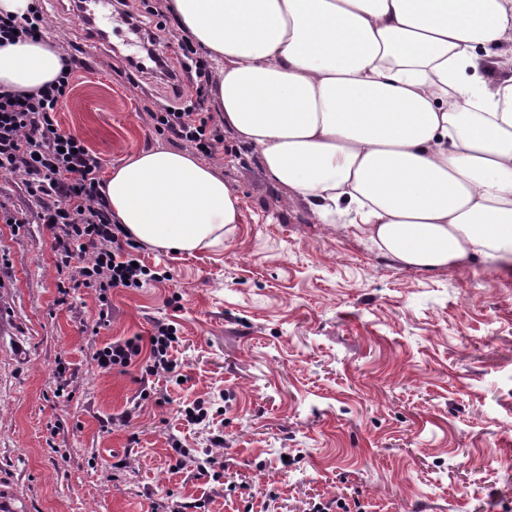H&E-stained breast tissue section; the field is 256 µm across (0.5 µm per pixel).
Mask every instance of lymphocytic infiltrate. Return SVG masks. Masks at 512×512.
I'll list each match as a JSON object with an SVG mask.
<instances>
[{
	"label": "lymphocytic infiltrate",
	"instance_id": "f902f5d3",
	"mask_svg": "<svg viewBox=\"0 0 512 512\" xmlns=\"http://www.w3.org/2000/svg\"><path fill=\"white\" fill-rule=\"evenodd\" d=\"M133 25L146 31L153 71L165 78L175 97H182L185 77L198 92L193 105L150 111L155 129L202 156L214 157L224 147V129L203 97L212 81L208 65L195 57L186 39L161 38L138 15ZM61 60L53 81L27 92L0 91V173L24 186L40 223L52 234L54 250L71 262L83 284L103 291L143 287L159 280L160 274L125 249V231L100 192L101 157L63 131L55 119L77 63L68 54Z\"/></svg>",
	"mask_w": 512,
	"mask_h": 512
}]
</instances>
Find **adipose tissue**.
Wrapping results in <instances>:
<instances>
[{"label":"adipose tissue","instance_id":"1","mask_svg":"<svg viewBox=\"0 0 512 512\" xmlns=\"http://www.w3.org/2000/svg\"><path fill=\"white\" fill-rule=\"evenodd\" d=\"M169 3L214 65L225 126L322 223L409 267L512 264V0ZM493 55L506 75L487 80ZM61 67L48 40L0 47V88ZM100 191L130 237L165 250L222 246L242 220L188 151H137Z\"/></svg>","mask_w":512,"mask_h":512}]
</instances>
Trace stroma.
Wrapping results in <instances>:
<instances>
[{"label": "stroma", "instance_id": "obj_1", "mask_svg": "<svg viewBox=\"0 0 512 512\" xmlns=\"http://www.w3.org/2000/svg\"><path fill=\"white\" fill-rule=\"evenodd\" d=\"M35 2L83 61L61 128L106 173L167 146L147 110L173 94L130 75L126 25L91 40L73 0ZM207 164L240 197L236 234L193 255L144 246L164 280L103 297L58 277L0 175V486L23 512H512V268L381 256L232 132ZM159 321L177 329L172 373L147 375L145 351L97 365ZM138 341V339L112 341L95 353L94 360L103 369L126 368L141 352Z\"/></svg>", "mask_w": 512, "mask_h": 512}]
</instances>
